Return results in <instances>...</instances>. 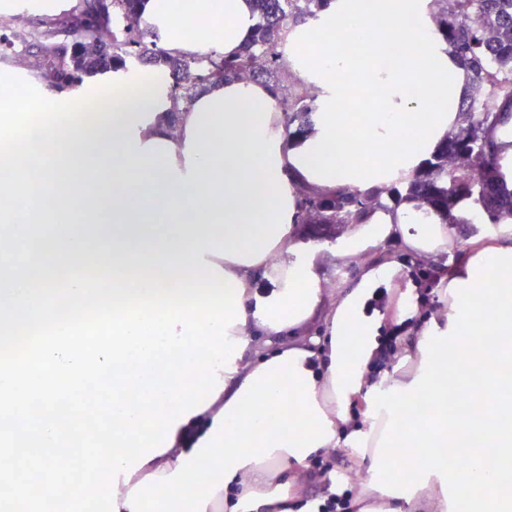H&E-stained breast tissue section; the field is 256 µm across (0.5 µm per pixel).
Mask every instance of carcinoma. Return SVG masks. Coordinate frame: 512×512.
Instances as JSON below:
<instances>
[{
	"mask_svg": "<svg viewBox=\"0 0 512 512\" xmlns=\"http://www.w3.org/2000/svg\"><path fill=\"white\" fill-rule=\"evenodd\" d=\"M329 0H252L256 17L250 39L233 56L181 54L160 44L146 21L149 0H112V15L99 14L93 0L77 13L49 24L74 30L81 50L65 44L44 47L46 75L61 86L85 77L126 71L140 63L163 69L171 80L174 111L189 108L209 85L230 80L262 82L276 100L288 137L311 129L313 98L288 83L284 37L292 25L317 19ZM432 21L442 39L465 63L473 93L459 111V127L427 166L400 186L379 192L339 189L321 194L301 190L300 223L322 236L345 224H361L373 211L414 200L444 217L458 199L469 198L490 224L512 218V190L505 182L499 145L490 132L512 115V0H435ZM492 106H486V102Z\"/></svg>",
	"mask_w": 512,
	"mask_h": 512,
	"instance_id": "obj_1",
	"label": "carcinoma"
}]
</instances>
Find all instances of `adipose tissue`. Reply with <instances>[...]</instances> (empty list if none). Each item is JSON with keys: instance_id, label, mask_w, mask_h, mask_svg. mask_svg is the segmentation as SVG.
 <instances>
[{"instance_id": "1", "label": "adipose tissue", "mask_w": 512, "mask_h": 512, "mask_svg": "<svg viewBox=\"0 0 512 512\" xmlns=\"http://www.w3.org/2000/svg\"><path fill=\"white\" fill-rule=\"evenodd\" d=\"M436 9L435 0H331L311 24L289 29L287 62L314 100L312 128L298 138L287 137L262 84L212 86L174 114L162 75L120 72L112 83L138 89V109L104 125L25 128V139L54 145L51 172L73 145H90L83 160L97 179L67 197L104 225L113 269L212 263L243 288L245 320L229 332L244 350L201 412L205 434L190 447L174 439L119 485V512L159 500L165 512L185 500L193 512H294L291 489L331 448L370 462L361 493L382 499L377 512H405L419 489L447 487L438 460L394 463L389 451L404 439L423 448L462 441L465 425L448 416L444 356L473 336L512 334V243L484 231L468 199L455 214L480 232L463 251L435 212L413 202L377 210L337 238V261L360 263L361 273L331 298L297 221L300 188L385 189L421 170L456 129L472 88L431 22ZM146 17L165 48L217 55L242 48L255 23L250 0H188L182 13L173 0H150ZM193 26L202 37L192 38ZM350 139L359 149L349 159L341 146ZM156 224L176 232L155 234ZM210 224L223 233L207 232ZM390 243L402 257L386 254ZM441 259L443 304L425 313L406 267ZM385 292L392 307L375 308ZM400 327L414 332L398 353L407 372L374 378L385 338ZM422 394L435 408L409 423L404 406ZM500 448L493 437L469 456L457 487L478 512H503L491 493Z\"/></svg>"}]
</instances>
